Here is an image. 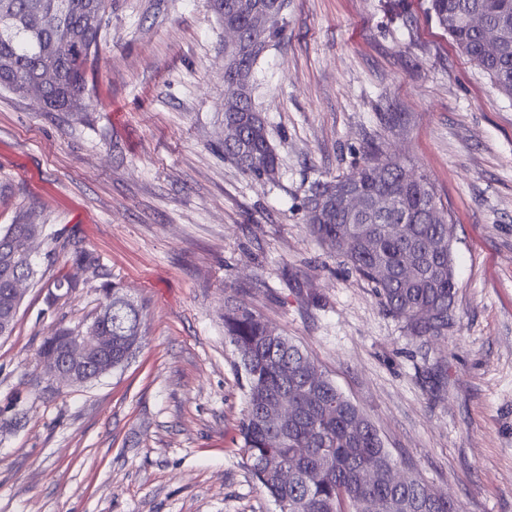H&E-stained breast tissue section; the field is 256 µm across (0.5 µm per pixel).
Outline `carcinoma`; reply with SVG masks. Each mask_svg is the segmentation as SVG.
Returning <instances> with one entry per match:
<instances>
[{
    "label": "carcinoma",
    "mask_w": 512,
    "mask_h": 512,
    "mask_svg": "<svg viewBox=\"0 0 512 512\" xmlns=\"http://www.w3.org/2000/svg\"><path fill=\"white\" fill-rule=\"evenodd\" d=\"M430 13L459 51L512 99V0H426ZM214 14L247 36L257 11L274 9V20L261 46L238 59L253 72L259 59L282 32V11L273 0H225L209 4ZM112 0H0V88L24 95L27 84L51 67L45 105L55 111L80 112L86 72L99 52ZM38 16L42 24L34 26ZM248 86L236 112L224 124L237 137L224 143V156L243 173L275 180L278 157L266 122L253 106ZM354 194L360 211L343 208L338 199ZM311 235L343 258L350 272L375 289L386 312L409 336L442 339L453 325L449 310L456 288L451 240L455 225L425 174L404 159L382 157L373 145L347 175L318 180L304 202ZM43 224H8L0 228V337L13 333L22 301L12 292L20 277L32 281L34 264H23L27 244L43 235ZM71 260L97 269L98 258L80 241L67 243ZM417 270L413 278L402 272ZM386 275H381L380 270ZM104 300L86 329L112 331V369L127 364L142 342L143 308L120 291L103 285ZM72 328L58 325L43 339L39 352L58 349ZM224 337L243 372L247 406L240 424L242 448L260 486L279 512H362L363 502L377 497L385 512H460L454 500L434 499L430 487L408 474L400 485L387 477L396 467L371 421L348 400L314 361L283 331L252 310L224 303ZM283 391L295 393L299 416L283 429L271 426L266 407ZM295 468L288 483L270 463ZM364 468L379 476L372 486L359 478Z\"/></svg>",
    "instance_id": "cac0c4a2"
}]
</instances>
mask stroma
<instances>
[{"label":"stroma","mask_w":512,"mask_h":512,"mask_svg":"<svg viewBox=\"0 0 512 512\" xmlns=\"http://www.w3.org/2000/svg\"><path fill=\"white\" fill-rule=\"evenodd\" d=\"M224 25L206 0H112L80 112L0 90V227L83 240L99 271L48 257L0 338V512H278L241 447L234 300L292 337L374 424L397 468L462 512H512V100L426 0H286L255 68L275 180L224 157ZM396 115L386 128L380 113ZM425 171L452 212L447 340L406 335L310 234L314 180L364 148ZM78 288L56 304L58 269ZM143 307L130 362L43 395L38 347L93 317L103 283Z\"/></svg>","instance_id":"stroma-1"}]
</instances>
